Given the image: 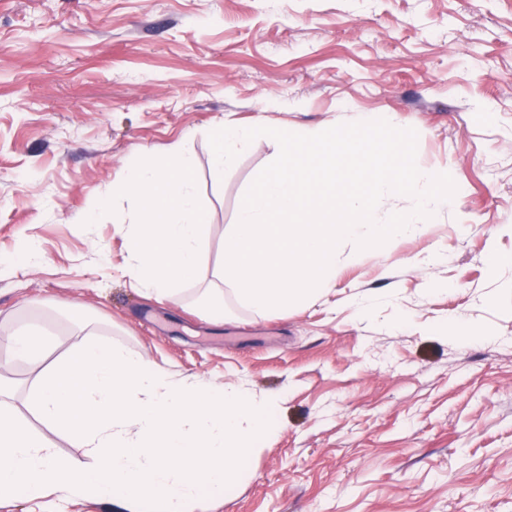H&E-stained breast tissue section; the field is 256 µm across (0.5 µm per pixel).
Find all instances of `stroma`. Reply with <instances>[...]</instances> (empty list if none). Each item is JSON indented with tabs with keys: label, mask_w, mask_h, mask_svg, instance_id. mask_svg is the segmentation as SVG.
Masks as SVG:
<instances>
[{
	"label": "stroma",
	"mask_w": 512,
	"mask_h": 512,
	"mask_svg": "<svg viewBox=\"0 0 512 512\" xmlns=\"http://www.w3.org/2000/svg\"><path fill=\"white\" fill-rule=\"evenodd\" d=\"M376 115L458 193L288 312L144 297L129 201L86 220L139 156L185 146L215 265L278 147L219 173L214 126ZM23 237L43 261L0 274V340L33 311L41 350L81 304L177 376L280 398L234 493L192 512H512V0H0V254ZM455 320L474 337L438 333Z\"/></svg>",
	"instance_id": "35a3bbf8"
}]
</instances>
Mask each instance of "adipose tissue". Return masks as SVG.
<instances>
[{
  "instance_id": "adipose-tissue-1",
  "label": "adipose tissue",
  "mask_w": 512,
  "mask_h": 512,
  "mask_svg": "<svg viewBox=\"0 0 512 512\" xmlns=\"http://www.w3.org/2000/svg\"><path fill=\"white\" fill-rule=\"evenodd\" d=\"M64 350L37 357L30 430L0 378V502L100 499L112 512H191L223 500L247 459L269 436L278 399L177 377L84 324ZM83 451L61 458L54 435Z\"/></svg>"
}]
</instances>
